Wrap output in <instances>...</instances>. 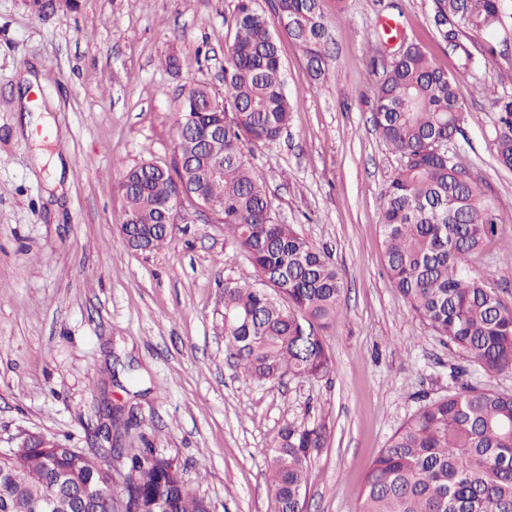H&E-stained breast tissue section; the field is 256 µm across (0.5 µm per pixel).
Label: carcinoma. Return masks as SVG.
I'll list each match as a JSON object with an SVG mask.
<instances>
[{
    "label": "carcinoma",
    "mask_w": 512,
    "mask_h": 512,
    "mask_svg": "<svg viewBox=\"0 0 512 512\" xmlns=\"http://www.w3.org/2000/svg\"><path fill=\"white\" fill-rule=\"evenodd\" d=\"M282 28L312 75L325 62L326 28L319 0H278ZM437 33L460 55L462 38L499 32L512 48L507 0H434ZM224 95L189 87L171 113L176 143L171 169L143 162L122 171L120 191L135 251L163 247L166 204L181 181L203 200L255 270L250 283L224 287V337L237 366L265 384L290 375H327L324 333L343 315V283L327 255L272 214L265 178L250 167L246 144L276 141L293 106L288 99L279 22L237 0ZM492 146L512 169V94L494 99ZM376 129L400 155L383 196L381 228L391 284L411 309L486 375L512 372V307L473 273L469 255L497 235L495 207L469 169L442 146L461 133L466 112L455 79L416 43L384 68L374 101ZM421 406L370 464L358 512H512V392L472 384ZM326 425L284 424L265 463L280 512H305L311 449L323 448ZM142 446L87 454L53 440L51 448L0 455V512H41L65 488L96 494L98 512H209L185 484L174 458L140 437ZM124 470V500L113 496L112 461Z\"/></svg>",
    "instance_id": "obj_1"
}]
</instances>
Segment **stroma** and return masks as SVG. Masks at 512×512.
<instances>
[{
  "label": "stroma",
  "instance_id": "1",
  "mask_svg": "<svg viewBox=\"0 0 512 512\" xmlns=\"http://www.w3.org/2000/svg\"><path fill=\"white\" fill-rule=\"evenodd\" d=\"M42 3L0 0V454L28 433L95 447L109 402L175 457L210 512H279L264 478L269 445L283 424L323 423L330 435L311 452L306 510L357 512L368 466L409 416L447 394L451 369L512 391V373L486 377L390 283L381 206L399 156L372 111L387 20L455 79L467 120L448 151L498 215L496 237L468 266L512 306V169L494 155L496 107L477 87L512 93V56L489 55V35L465 41L474 73L438 39L433 0H321L331 40L318 79L281 36L290 121L247 157L279 221L330 255L344 315L326 333L329 375L259 384L225 351L224 285L255 272L223 225L182 212L152 253L119 234L122 169L169 161L184 87L223 92L237 0ZM168 56L177 69L162 67ZM33 69L55 126L38 138L16 108Z\"/></svg>",
  "mask_w": 512,
  "mask_h": 512
}]
</instances>
